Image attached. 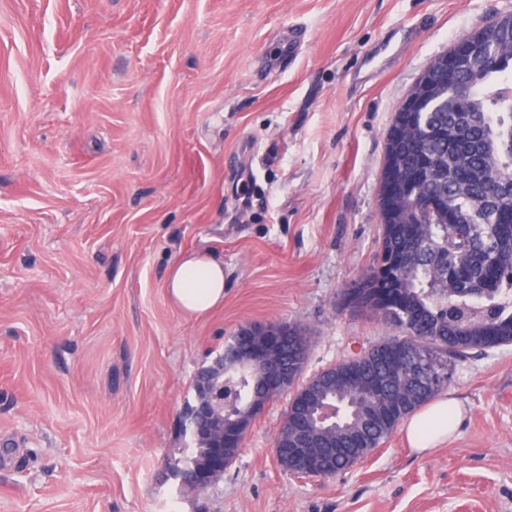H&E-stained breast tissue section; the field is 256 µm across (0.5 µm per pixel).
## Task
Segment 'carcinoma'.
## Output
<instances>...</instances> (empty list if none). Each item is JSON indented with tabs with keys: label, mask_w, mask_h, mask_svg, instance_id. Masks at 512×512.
<instances>
[{
	"label": "carcinoma",
	"mask_w": 512,
	"mask_h": 512,
	"mask_svg": "<svg viewBox=\"0 0 512 512\" xmlns=\"http://www.w3.org/2000/svg\"><path fill=\"white\" fill-rule=\"evenodd\" d=\"M494 66L454 72L414 114L412 130L386 142L398 179L394 210L379 200L383 235L349 302L397 330L364 350L302 374L311 341L295 323H271L288 365L285 417L295 427L331 402L303 475L329 478L367 460L399 422L450 379L448 357L512 344V30L499 36ZM462 223L448 224V214ZM259 337L241 328L224 346L225 437L239 418L275 396L267 370L246 362Z\"/></svg>",
	"instance_id": "obj_1"
}]
</instances>
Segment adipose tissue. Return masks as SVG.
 I'll return each mask as SVG.
<instances>
[{
	"instance_id": "obj_1",
	"label": "adipose tissue",
	"mask_w": 512,
	"mask_h": 512,
	"mask_svg": "<svg viewBox=\"0 0 512 512\" xmlns=\"http://www.w3.org/2000/svg\"><path fill=\"white\" fill-rule=\"evenodd\" d=\"M166 288L184 313H206L224 301V263L211 256L179 258L169 268ZM462 415L460 401L452 395L443 396L407 417L402 431L411 448L425 453L451 437Z\"/></svg>"
}]
</instances>
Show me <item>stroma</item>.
Returning a JSON list of instances; mask_svg holds the SVG:
<instances>
[{
  "instance_id": "stroma-1",
  "label": "stroma",
  "mask_w": 512,
  "mask_h": 512,
  "mask_svg": "<svg viewBox=\"0 0 512 512\" xmlns=\"http://www.w3.org/2000/svg\"><path fill=\"white\" fill-rule=\"evenodd\" d=\"M512 0H0V512H512V344L452 361L465 416L336 477L277 463L288 394L203 491L169 464L193 379L296 323L306 374L388 336L371 266L392 116ZM187 252L224 303L169 298ZM166 288L172 302L189 315L224 303V262L212 256H187L169 268Z\"/></svg>"
}]
</instances>
